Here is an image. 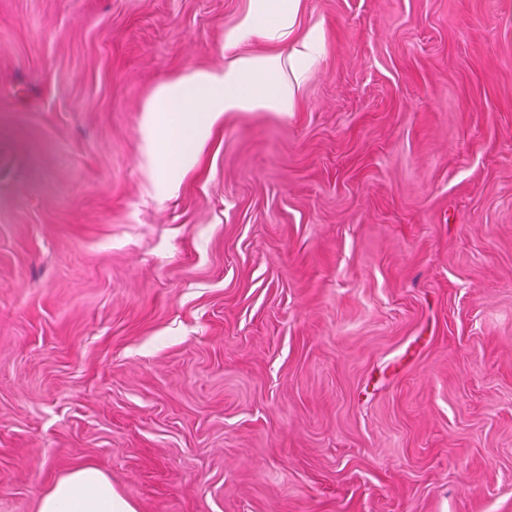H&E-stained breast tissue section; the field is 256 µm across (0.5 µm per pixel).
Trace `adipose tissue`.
I'll list each match as a JSON object with an SVG mask.
<instances>
[{"label":"adipose tissue","mask_w":512,"mask_h":512,"mask_svg":"<svg viewBox=\"0 0 512 512\" xmlns=\"http://www.w3.org/2000/svg\"><path fill=\"white\" fill-rule=\"evenodd\" d=\"M304 69L285 73L273 56L242 57L222 72L196 71L162 85L158 112L150 114L152 132L177 124L188 139H208L215 121L226 112L291 108L304 80ZM38 512H136L112 488L98 468L83 466L61 477L39 501Z\"/></svg>","instance_id":"1"}]
</instances>
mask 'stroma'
I'll list each match as a JSON object with an SVG mask.
<instances>
[{
	"label": "stroma",
	"mask_w": 512,
	"mask_h": 512,
	"mask_svg": "<svg viewBox=\"0 0 512 512\" xmlns=\"http://www.w3.org/2000/svg\"><path fill=\"white\" fill-rule=\"evenodd\" d=\"M0 0V512H512V0ZM314 46L289 111L158 88ZM258 6L251 17V26L262 29H282L287 27L296 1L258 0ZM38 512H136L112 488L107 475L83 466L61 477L40 498Z\"/></svg>",
	"instance_id": "stroma-1"
}]
</instances>
